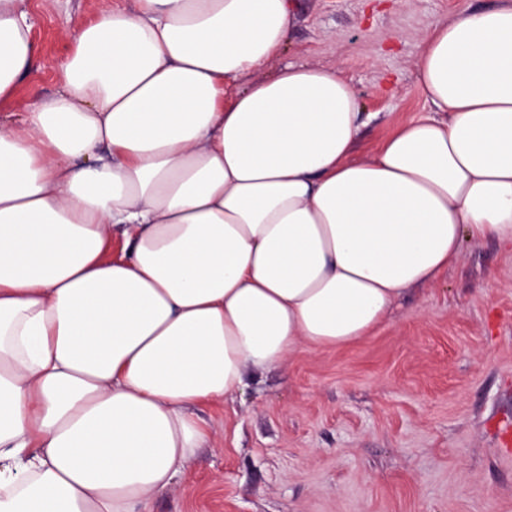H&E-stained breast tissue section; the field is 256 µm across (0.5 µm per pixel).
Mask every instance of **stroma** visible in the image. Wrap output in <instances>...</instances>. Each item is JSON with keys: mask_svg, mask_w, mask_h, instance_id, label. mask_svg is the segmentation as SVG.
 <instances>
[{"mask_svg": "<svg viewBox=\"0 0 512 512\" xmlns=\"http://www.w3.org/2000/svg\"><path fill=\"white\" fill-rule=\"evenodd\" d=\"M498 0H294L292 38L260 68L342 70L373 155L428 104L414 62L425 34ZM37 53L0 116L52 96L55 73L102 0H27ZM198 415L210 431L152 512H512V247L464 242L432 286L397 300L373 336L246 369Z\"/></svg>", "mask_w": 512, "mask_h": 512, "instance_id": "stroma-1", "label": "stroma"}]
</instances>
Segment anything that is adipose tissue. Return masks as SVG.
<instances>
[{"mask_svg":"<svg viewBox=\"0 0 512 512\" xmlns=\"http://www.w3.org/2000/svg\"><path fill=\"white\" fill-rule=\"evenodd\" d=\"M295 21L109 2L56 93L0 119V512H152L208 437L193 406L369 336L464 240L512 245V0L428 32L430 114L362 159L342 71L253 76ZM30 31L0 0V99Z\"/></svg>","mask_w":512,"mask_h":512,"instance_id":"adipose-tissue-1","label":"adipose tissue"}]
</instances>
